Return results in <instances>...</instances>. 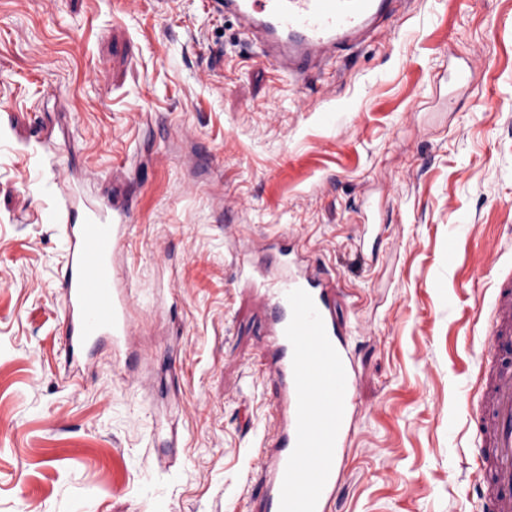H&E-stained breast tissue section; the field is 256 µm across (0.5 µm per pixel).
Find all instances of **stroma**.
<instances>
[{
    "label": "stroma",
    "instance_id": "obj_1",
    "mask_svg": "<svg viewBox=\"0 0 512 512\" xmlns=\"http://www.w3.org/2000/svg\"><path fill=\"white\" fill-rule=\"evenodd\" d=\"M74 193L129 202L135 290L134 367L104 351L77 381ZM282 235L336 282L357 364L335 512H482L467 401L512 266V0H398L300 81L210 0H0V512H258L277 391L237 255Z\"/></svg>",
    "mask_w": 512,
    "mask_h": 512
}]
</instances>
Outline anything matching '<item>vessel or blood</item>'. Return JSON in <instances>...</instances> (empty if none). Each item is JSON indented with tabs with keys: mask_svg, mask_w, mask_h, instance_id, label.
Returning a JSON list of instances; mask_svg holds the SVG:
<instances>
[{
	"mask_svg": "<svg viewBox=\"0 0 512 512\" xmlns=\"http://www.w3.org/2000/svg\"><path fill=\"white\" fill-rule=\"evenodd\" d=\"M237 18L259 56L297 78L365 41L393 13L394 0H212ZM127 204L85 206L65 225L62 276L64 351L70 365L92 359L102 342L121 354L134 295L112 258L132 233ZM281 273L265 283L268 349L286 425L275 451L250 467L266 512H333L341 461L352 432L355 371L336 317V287L300 266L292 244L266 243ZM470 421L483 512H512V267L499 269L479 354Z\"/></svg>",
	"mask_w": 512,
	"mask_h": 512,
	"instance_id": "vessel-or-blood-1",
	"label": "vessel or blood"
}]
</instances>
